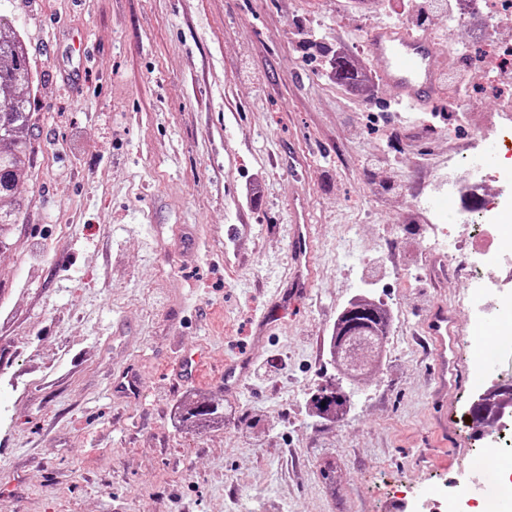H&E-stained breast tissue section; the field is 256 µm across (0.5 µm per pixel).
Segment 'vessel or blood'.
Listing matches in <instances>:
<instances>
[{
  "mask_svg": "<svg viewBox=\"0 0 512 512\" xmlns=\"http://www.w3.org/2000/svg\"><path fill=\"white\" fill-rule=\"evenodd\" d=\"M367 42L372 57L380 63L378 77L390 89L396 102L418 107L438 96L439 71L432 63L437 52L435 40L406 32L396 25L376 24L367 31ZM290 213L293 221L290 252L294 263L290 292L297 295L309 290L315 281L317 270L312 226L308 222V214L301 199L291 201ZM424 329L431 344L429 354L435 374L432 399L442 402L448 397L449 386L458 381L456 351L460 334L453 313L442 303L435 304L430 309ZM499 342L495 325H484L481 330L472 333L470 357L474 369L482 375L489 376L496 371L499 364ZM249 372L248 357L226 363V391H237ZM143 385L144 376L134 367L113 376L111 383L113 394L120 397L139 392Z\"/></svg>",
  "mask_w": 512,
  "mask_h": 512,
  "instance_id": "obj_1",
  "label": "vessel or blood"
}]
</instances>
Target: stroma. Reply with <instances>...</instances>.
Segmentation results:
<instances>
[{
    "label": "stroma",
    "instance_id": "stroma-1",
    "mask_svg": "<svg viewBox=\"0 0 512 512\" xmlns=\"http://www.w3.org/2000/svg\"><path fill=\"white\" fill-rule=\"evenodd\" d=\"M383 2L0 0L40 130L0 251V512H420L477 479L475 389L449 387L435 447L421 325L448 304L464 369L472 323L464 286L433 276L435 212L416 201L512 84L450 53L482 49L479 24H448L437 0ZM396 20L434 36L442 80L477 101L469 124L444 93L417 110L337 82L336 58L370 68L365 30ZM296 195L319 274L279 306ZM358 295L385 297L395 323L351 412L328 420L310 399L343 381L329 336ZM186 352L205 366L179 383ZM240 355L250 375L225 393ZM130 364L148 380L133 403L109 385ZM199 395L223 422H182Z\"/></svg>",
    "mask_w": 512,
    "mask_h": 512
}]
</instances>
